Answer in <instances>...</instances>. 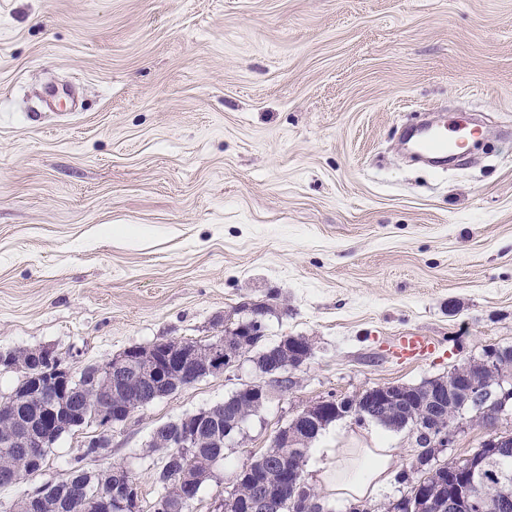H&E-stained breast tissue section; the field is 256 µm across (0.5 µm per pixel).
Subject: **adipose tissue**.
<instances>
[{
  "mask_svg": "<svg viewBox=\"0 0 512 512\" xmlns=\"http://www.w3.org/2000/svg\"><path fill=\"white\" fill-rule=\"evenodd\" d=\"M328 459L316 468V476L329 495L349 501L378 496L394 479L397 458L394 449L330 448Z\"/></svg>",
  "mask_w": 512,
  "mask_h": 512,
  "instance_id": "adipose-tissue-1",
  "label": "adipose tissue"
}]
</instances>
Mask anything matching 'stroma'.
Returning a JSON list of instances; mask_svg holds the SVG:
<instances>
[{
	"instance_id": "35a3bbf8",
	"label": "stroma",
	"mask_w": 512,
	"mask_h": 512,
	"mask_svg": "<svg viewBox=\"0 0 512 512\" xmlns=\"http://www.w3.org/2000/svg\"><path fill=\"white\" fill-rule=\"evenodd\" d=\"M479 113L447 170L412 161L419 112ZM311 353L227 441L190 512L303 408L448 375L512 348V0H0V351L73 366L208 342L245 304ZM431 352L401 360L398 336ZM250 356L134 412L98 470L160 489L155 429L261 382ZM444 458L512 432L466 413ZM90 428L0 488V512L67 477ZM418 452L347 416L314 440Z\"/></svg>"
}]
</instances>
